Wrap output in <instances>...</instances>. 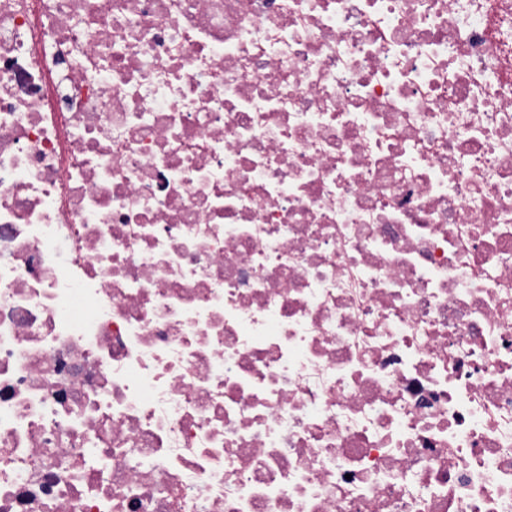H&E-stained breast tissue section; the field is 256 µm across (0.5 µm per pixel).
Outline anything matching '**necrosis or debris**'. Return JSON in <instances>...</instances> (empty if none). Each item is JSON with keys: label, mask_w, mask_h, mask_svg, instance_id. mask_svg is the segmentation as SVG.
Masks as SVG:
<instances>
[{"label": "necrosis or debris", "mask_w": 512, "mask_h": 512, "mask_svg": "<svg viewBox=\"0 0 512 512\" xmlns=\"http://www.w3.org/2000/svg\"><path fill=\"white\" fill-rule=\"evenodd\" d=\"M0 512H512V0H0Z\"/></svg>", "instance_id": "1"}]
</instances>
